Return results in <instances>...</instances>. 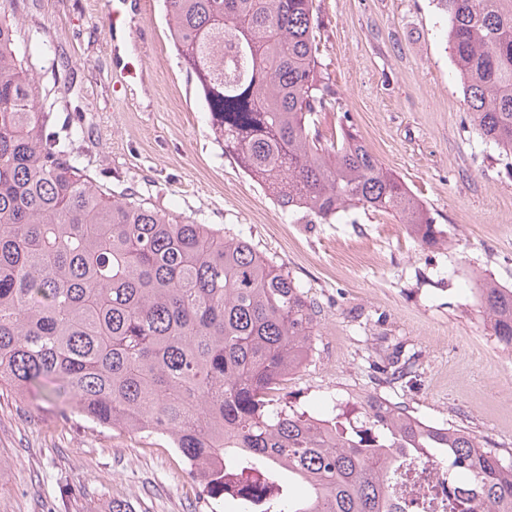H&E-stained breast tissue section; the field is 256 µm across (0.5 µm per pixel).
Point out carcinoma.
<instances>
[{
	"label": "carcinoma",
	"mask_w": 512,
	"mask_h": 512,
	"mask_svg": "<svg viewBox=\"0 0 512 512\" xmlns=\"http://www.w3.org/2000/svg\"><path fill=\"white\" fill-rule=\"evenodd\" d=\"M170 38L203 95L224 155L286 215L320 224L363 208L433 247L444 231L364 144L332 138L336 106L317 70L316 0H165ZM480 136L512 152V0H437ZM21 30L0 21V388L72 395L100 427L155 435L201 486L224 472L264 512H399L389 475L408 450L448 462L468 487L448 512H512V461L466 428L432 425L374 394L329 431L283 401L312 352L321 315L283 267L222 228L116 192L79 167L39 107ZM482 307L512 349V289L487 282ZM414 364L387 358L382 383Z\"/></svg>",
	"instance_id": "1"
}]
</instances>
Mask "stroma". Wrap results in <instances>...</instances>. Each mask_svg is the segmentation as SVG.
Instances as JSON below:
<instances>
[{"label":"stroma","mask_w":512,"mask_h":512,"mask_svg":"<svg viewBox=\"0 0 512 512\" xmlns=\"http://www.w3.org/2000/svg\"><path fill=\"white\" fill-rule=\"evenodd\" d=\"M16 0L41 48L28 60L40 104L81 108L80 161L113 190L251 242L321 309L312 355L287 402L311 415L374 392L430 424L468 429L512 454V350L480 305L484 281L512 288V155L476 132L437 0H318V72L336 92L324 134L351 118L366 145L424 201L445 236L421 245L396 219L355 209L331 224L285 215L225 156L168 36L164 0ZM132 63L140 77L124 76ZM415 356L413 386L374 365ZM224 512L175 449L85 421L70 400L0 390V512Z\"/></svg>","instance_id":"1"}]
</instances>
